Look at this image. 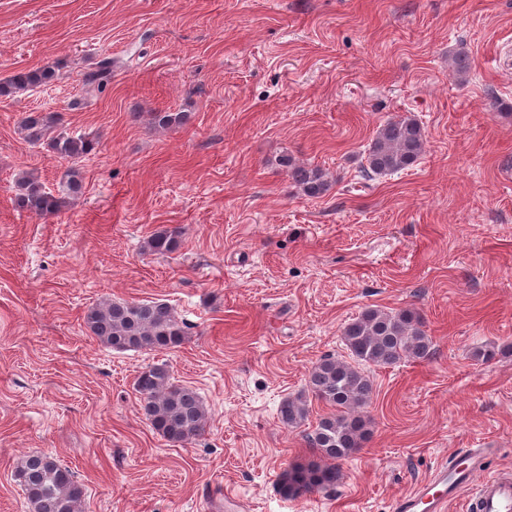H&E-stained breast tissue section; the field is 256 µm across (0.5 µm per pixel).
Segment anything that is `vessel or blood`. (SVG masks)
Returning <instances> with one entry per match:
<instances>
[{
  "instance_id": "1",
  "label": "vessel or blood",
  "mask_w": 512,
  "mask_h": 512,
  "mask_svg": "<svg viewBox=\"0 0 512 512\" xmlns=\"http://www.w3.org/2000/svg\"><path fill=\"white\" fill-rule=\"evenodd\" d=\"M491 454L488 448H465L449 455L428 478L396 498L392 512H447L464 491L469 512H512V473L482 476Z\"/></svg>"
}]
</instances>
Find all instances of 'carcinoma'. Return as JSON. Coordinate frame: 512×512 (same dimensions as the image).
<instances>
[{
  "instance_id": "obj_1",
  "label": "carcinoma",
  "mask_w": 512,
  "mask_h": 512,
  "mask_svg": "<svg viewBox=\"0 0 512 512\" xmlns=\"http://www.w3.org/2000/svg\"><path fill=\"white\" fill-rule=\"evenodd\" d=\"M55 77L56 71L50 67L17 72L0 80V95L47 84ZM111 77L112 59L106 57L84 74V83L103 89ZM151 120L160 128H168L184 124L187 115L155 112ZM59 121L56 112H31L22 119L21 128L28 142L39 144L46 140L58 157L76 164L90 154L93 143L64 130L51 135ZM425 142V133L416 119L406 116L387 121L369 146L365 176H385L412 167L423 155ZM288 176L309 197L327 191L328 181L317 168L290 162ZM65 177L66 193L78 195L82 189L79 169L69 168ZM15 201L18 207L37 215L52 214L61 207L60 198L45 191L31 175L16 180ZM176 248L177 234L170 229L155 231L145 242V249L155 255H166ZM85 323L96 339L116 351L168 350L180 346L187 336L185 323L178 320L171 307L160 302L103 301L88 309ZM341 336L350 360L321 358L309 372L307 394L288 397L280 406V420L291 428L307 420L311 398L330 409L307 435L311 458L284 470L280 476L285 493L295 498L333 486L336 462L356 452L367 440L363 409L370 403L372 384L363 366L424 360L432 351L422 320L410 310L392 313L368 308L343 327ZM135 389L146 420L167 441L185 444L205 430L207 410L203 401L193 388L175 383L165 367H144L136 377ZM15 478L23 488L30 512H81L84 485L53 455L24 457Z\"/></svg>"
}]
</instances>
